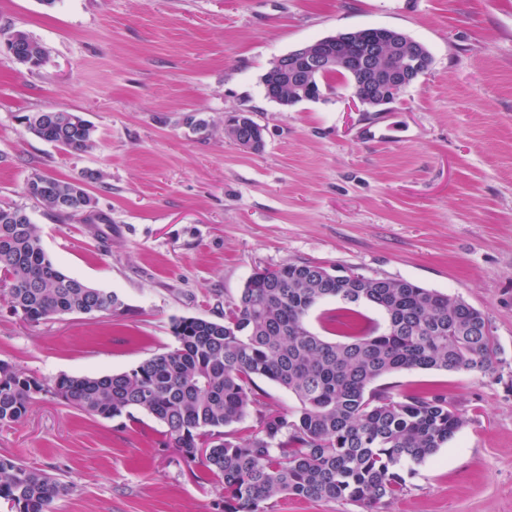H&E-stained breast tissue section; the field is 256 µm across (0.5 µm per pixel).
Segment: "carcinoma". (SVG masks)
<instances>
[{
  "instance_id": "cac0c4a2",
  "label": "carcinoma",
  "mask_w": 512,
  "mask_h": 512,
  "mask_svg": "<svg viewBox=\"0 0 512 512\" xmlns=\"http://www.w3.org/2000/svg\"><path fill=\"white\" fill-rule=\"evenodd\" d=\"M353 34L354 42L341 48L350 62L382 29ZM7 39L23 56L19 63L41 65L44 50L26 33L14 31ZM409 48L431 59L418 42L388 47L379 68L399 65ZM335 75L352 91L362 82L348 64L315 73L303 92L287 84L283 92L316 100ZM23 120L32 135L64 149L82 151L92 143L93 126L76 112H31ZM99 179L96 172L73 181L36 174L26 192L58 218L109 224L87 189ZM328 299L367 304L384 314L385 323L369 321L342 340L320 336L307 317ZM0 300L29 323L127 311L116 292L60 270L26 209L2 201ZM172 333L174 348L112 375H60L44 384L0 363V426L24 420L41 392L90 416L135 421L145 414L166 427L164 447L178 449L186 463L201 464L221 482L216 509L222 512H269L282 496L346 499L381 512L405 489L403 467L435 455L465 419L442 393L398 397L377 382L411 370L488 374L495 356L483 313L463 299L408 280L333 274L310 263L256 270L238 300L224 306V318L180 317ZM257 378L287 390L298 406H262ZM249 417L252 435L243 439L230 430ZM65 492L55 476L0 455V500L15 512H52Z\"/></svg>"
}]
</instances>
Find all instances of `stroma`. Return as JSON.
<instances>
[{
    "mask_svg": "<svg viewBox=\"0 0 512 512\" xmlns=\"http://www.w3.org/2000/svg\"><path fill=\"white\" fill-rule=\"evenodd\" d=\"M372 27L431 55L394 101L355 104L338 80L314 101L266 98L277 57ZM1 30L45 56L29 68L0 49V201L128 310L30 324L0 302V362L44 382L130 370L175 346L174 318L222 317L259 268L408 280L480 310L496 356L487 375L383 378L444 392L467 419L384 512H512V0H0ZM46 110L80 113L93 145L29 133L22 116ZM236 112L264 129L260 151L225 136ZM88 171L109 223L60 221L26 194L33 175ZM164 431L42 393L0 428V455L60 475L53 512H215L214 479L163 448Z\"/></svg>",
    "mask_w": 512,
    "mask_h": 512,
    "instance_id": "stroma-1",
    "label": "stroma"
}]
</instances>
